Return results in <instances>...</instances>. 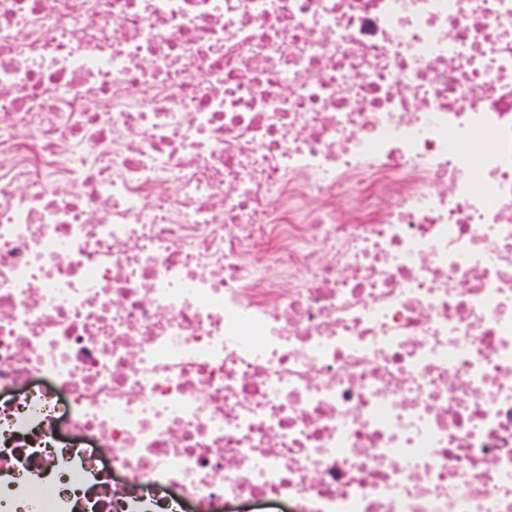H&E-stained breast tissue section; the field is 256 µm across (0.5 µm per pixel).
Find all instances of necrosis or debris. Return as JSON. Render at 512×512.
I'll list each match as a JSON object with an SVG mask.
<instances>
[{"label":"necrosis or debris","mask_w":512,"mask_h":512,"mask_svg":"<svg viewBox=\"0 0 512 512\" xmlns=\"http://www.w3.org/2000/svg\"><path fill=\"white\" fill-rule=\"evenodd\" d=\"M1 391L0 512H512V0H0Z\"/></svg>","instance_id":"obj_1"}]
</instances>
